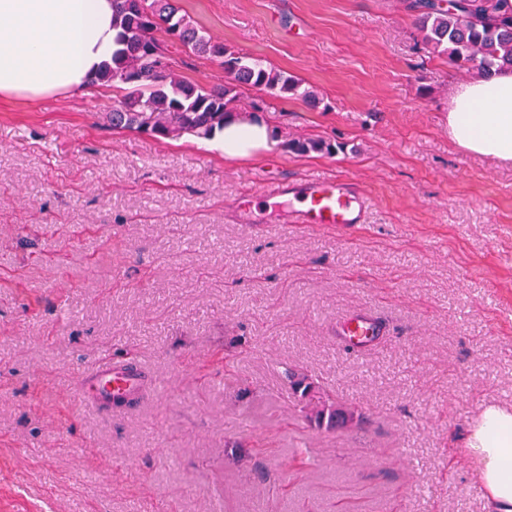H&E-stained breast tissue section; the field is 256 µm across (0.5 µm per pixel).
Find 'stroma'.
<instances>
[{"label": "stroma", "mask_w": 512, "mask_h": 512, "mask_svg": "<svg viewBox=\"0 0 512 512\" xmlns=\"http://www.w3.org/2000/svg\"><path fill=\"white\" fill-rule=\"evenodd\" d=\"M407 0H178L240 55L316 90L263 109L279 146L227 159L115 131L119 92L0 101V512H489L459 451L512 410V165L448 141V84ZM322 138L333 154L286 151ZM326 176L367 219L286 227L270 182ZM252 205L266 219L233 222ZM384 333L336 334L351 313ZM167 393L86 404L105 354ZM360 423L326 430L284 377Z\"/></svg>", "instance_id": "stroma-1"}]
</instances>
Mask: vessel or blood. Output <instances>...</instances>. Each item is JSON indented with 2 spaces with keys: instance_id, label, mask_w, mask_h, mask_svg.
I'll return each instance as SVG.
<instances>
[{
  "instance_id": "vessel-or-blood-1",
  "label": "vessel or blood",
  "mask_w": 512,
  "mask_h": 512,
  "mask_svg": "<svg viewBox=\"0 0 512 512\" xmlns=\"http://www.w3.org/2000/svg\"><path fill=\"white\" fill-rule=\"evenodd\" d=\"M274 192L299 199V207L289 210L288 221L303 228L361 224L370 206L368 198L353 183L323 177L280 185ZM342 334L355 347L370 343L376 330L368 318L356 316L345 323ZM149 382L144 364L107 357L82 373L81 395L95 406L111 409L116 400L129 403L137 399Z\"/></svg>"
}]
</instances>
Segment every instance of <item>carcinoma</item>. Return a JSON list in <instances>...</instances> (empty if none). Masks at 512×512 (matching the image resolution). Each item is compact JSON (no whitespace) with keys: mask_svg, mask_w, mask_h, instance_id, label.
<instances>
[{"mask_svg":"<svg viewBox=\"0 0 512 512\" xmlns=\"http://www.w3.org/2000/svg\"><path fill=\"white\" fill-rule=\"evenodd\" d=\"M112 24L119 30L112 59L102 65L95 83L123 86V94L104 113L109 127L173 138L189 134L207 138L224 128L234 112L241 88H253L272 98L299 95L315 106L319 97L301 90L288 74L246 58L199 30L180 14L176 0H115ZM415 25L431 52L448 64L480 79L512 68V0H411ZM189 51L224 69V81L200 85L173 70L171 50ZM284 148L296 153H329L333 146L308 138L287 140ZM288 379L310 390V419L332 427L345 410L320 388L296 372Z\"/></svg>","mask_w":512,"mask_h":512,"instance_id":"cac0c4a2","label":"carcinoma"}]
</instances>
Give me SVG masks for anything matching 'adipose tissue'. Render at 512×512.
Here are the masks:
<instances>
[{
	"label": "adipose tissue",
	"instance_id": "adipose-tissue-1",
	"mask_svg": "<svg viewBox=\"0 0 512 512\" xmlns=\"http://www.w3.org/2000/svg\"><path fill=\"white\" fill-rule=\"evenodd\" d=\"M113 0H0V99L75 94L111 60ZM448 138L465 154L512 161V69L452 85ZM273 129L238 112L207 144L225 158L271 151ZM463 452L495 512H512V411L485 405Z\"/></svg>",
	"mask_w": 512,
	"mask_h": 512
}]
</instances>
